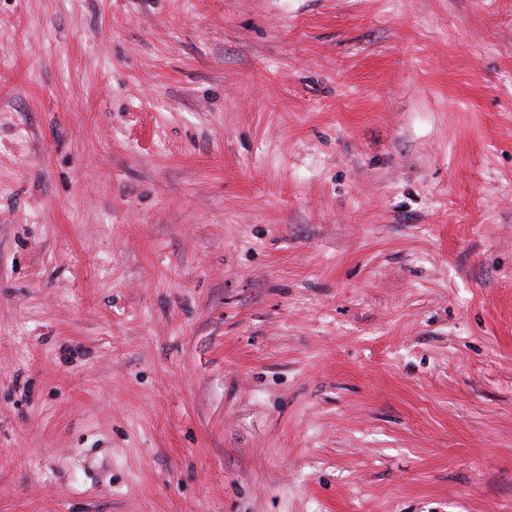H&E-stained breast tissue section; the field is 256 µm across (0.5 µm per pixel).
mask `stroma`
<instances>
[{
  "mask_svg": "<svg viewBox=\"0 0 512 512\" xmlns=\"http://www.w3.org/2000/svg\"><path fill=\"white\" fill-rule=\"evenodd\" d=\"M0 512H512V0H0Z\"/></svg>",
  "mask_w": 512,
  "mask_h": 512,
  "instance_id": "1",
  "label": "stroma"
}]
</instances>
